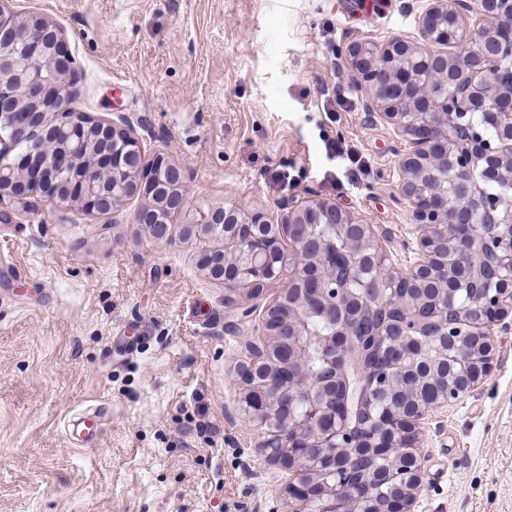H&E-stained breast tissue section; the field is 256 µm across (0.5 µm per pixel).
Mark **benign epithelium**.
Wrapping results in <instances>:
<instances>
[{"mask_svg":"<svg viewBox=\"0 0 512 512\" xmlns=\"http://www.w3.org/2000/svg\"><path fill=\"white\" fill-rule=\"evenodd\" d=\"M488 17L496 23L486 25ZM504 33H512L509 0H431L423 40L455 52L396 38L350 53L369 90L366 108L396 135L391 150L415 232L416 258L405 269L373 225L311 197L276 223L222 205L176 223L190 208L183 167L160 155L145 161L124 116L99 121L69 112L77 89L64 66L63 34L37 14L1 5L0 128L9 135L0 134V205L28 209L44 200L58 208L65 200L102 215L141 198L140 231L150 238L163 225L165 245L202 244V270L224 285V305L236 304L242 291L258 295L286 281L236 366L239 403L249 402L245 415L264 427L261 455L289 471L285 512H414L423 425L487 376L498 322L512 313V89L496 79L501 55L512 53ZM478 120L492 126L495 140L476 130ZM71 169L80 176L54 179L53 172ZM109 182L120 193L104 192ZM373 305L384 311L383 344L402 358L370 373L364 422L351 427L337 404L336 379L353 341L348 320ZM313 306L340 317L331 335L310 337ZM312 349L323 365L317 378L298 374ZM435 371L447 375L446 385L423 401L413 378ZM369 447L383 459L384 495L375 474L360 468Z\"/></svg>","mask_w":512,"mask_h":512,"instance_id":"benign-epithelium-1","label":"benign epithelium"}]
</instances>
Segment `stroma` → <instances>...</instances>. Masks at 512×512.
Wrapping results in <instances>:
<instances>
[{
  "mask_svg": "<svg viewBox=\"0 0 512 512\" xmlns=\"http://www.w3.org/2000/svg\"><path fill=\"white\" fill-rule=\"evenodd\" d=\"M429 0H9L59 27L75 107L128 117L195 203L278 221L314 197L373 225L397 267L413 217L391 125L347 64L357 43L419 40ZM342 140L365 163L330 157ZM297 179L281 192V168ZM38 203L0 211V512H270L283 472L256 447L233 372L253 322L224 304L196 245ZM488 376L424 425L416 512H512V329ZM108 413L95 446L71 423Z\"/></svg>",
  "mask_w": 512,
  "mask_h": 512,
  "instance_id": "1",
  "label": "stroma"
}]
</instances>
